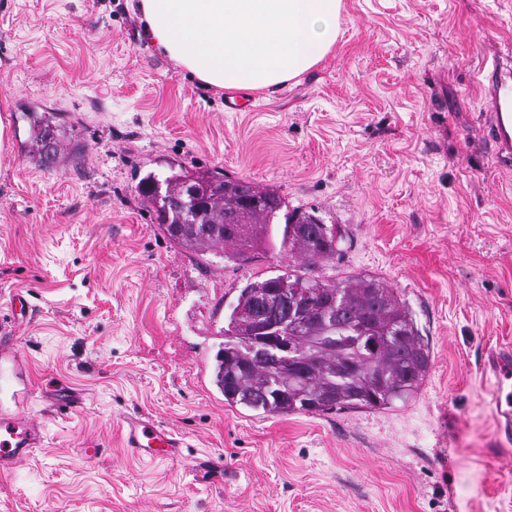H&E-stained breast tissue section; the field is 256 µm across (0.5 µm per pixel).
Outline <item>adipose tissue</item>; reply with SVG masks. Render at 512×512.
I'll return each instance as SVG.
<instances>
[{
	"label": "adipose tissue",
	"mask_w": 512,
	"mask_h": 512,
	"mask_svg": "<svg viewBox=\"0 0 512 512\" xmlns=\"http://www.w3.org/2000/svg\"><path fill=\"white\" fill-rule=\"evenodd\" d=\"M151 45L198 81L267 89L336 46L342 0H140Z\"/></svg>",
	"instance_id": "obj_1"
}]
</instances>
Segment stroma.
I'll return each mask as SVG.
<instances>
[{
  "label": "stroma",
  "instance_id": "stroma-1",
  "mask_svg": "<svg viewBox=\"0 0 512 512\" xmlns=\"http://www.w3.org/2000/svg\"><path fill=\"white\" fill-rule=\"evenodd\" d=\"M144 27L138 0H0V336L29 365L43 434L0 473V512H512L485 368L512 346V168L481 83L512 66V0H343L332 54L240 112ZM45 116L62 127L51 167L29 154ZM172 165L279 188L336 225L323 276L387 281L429 346L415 397L225 404L212 369L229 306L288 259L170 241L137 184ZM131 416L178 432L180 456L128 453Z\"/></svg>",
  "mask_w": 512,
  "mask_h": 512
}]
</instances>
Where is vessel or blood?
<instances>
[{
  "instance_id": "vessel-or-blood-1",
  "label": "vessel or blood",
  "mask_w": 512,
  "mask_h": 512,
  "mask_svg": "<svg viewBox=\"0 0 512 512\" xmlns=\"http://www.w3.org/2000/svg\"><path fill=\"white\" fill-rule=\"evenodd\" d=\"M486 80L494 117L490 132L501 160L507 163L512 161V114L506 111L507 106L512 104V87L506 83L503 70L498 65L494 66ZM489 365L495 375L492 399L497 406L498 419L507 429L512 427V389H506L505 384L512 382V358L503 352L492 356ZM24 369L25 365L10 340L0 337V376H8L15 381L12 406L0 408L1 472L27 460L42 440L39 428L23 414L31 397L29 383L17 380L19 372ZM124 443L136 457L149 459L177 457L183 446L177 433L142 416L127 419Z\"/></svg>"
}]
</instances>
